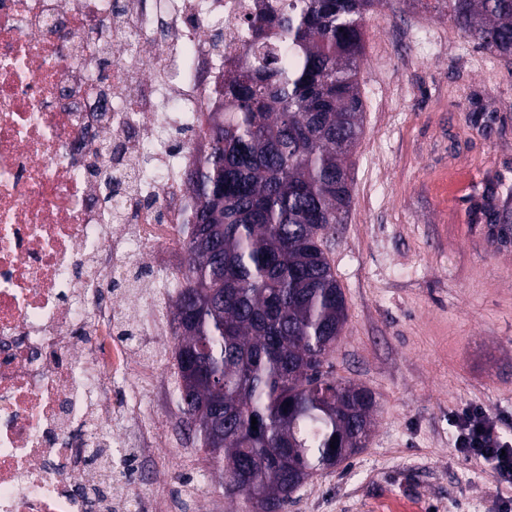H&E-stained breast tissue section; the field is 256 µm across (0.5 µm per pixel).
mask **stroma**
<instances>
[{
    "mask_svg": "<svg viewBox=\"0 0 512 512\" xmlns=\"http://www.w3.org/2000/svg\"><path fill=\"white\" fill-rule=\"evenodd\" d=\"M363 133L351 204L327 244L348 319L336 376L375 395L359 454L314 476L286 512H502L506 492L451 446L473 404L512 437V236L486 239V197L512 218V60L447 18L386 0L364 27ZM140 406L142 479L169 464L168 512H235L160 379Z\"/></svg>",
    "mask_w": 512,
    "mask_h": 512,
    "instance_id": "obj_1",
    "label": "stroma"
}]
</instances>
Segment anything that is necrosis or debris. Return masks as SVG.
<instances>
[{"instance_id":"necrosis-or-debris-1","label":"necrosis or debris","mask_w":512,"mask_h":512,"mask_svg":"<svg viewBox=\"0 0 512 512\" xmlns=\"http://www.w3.org/2000/svg\"><path fill=\"white\" fill-rule=\"evenodd\" d=\"M255 0H0V512H107L142 426L112 383L133 279L183 243ZM224 34L214 57L210 36Z\"/></svg>"}]
</instances>
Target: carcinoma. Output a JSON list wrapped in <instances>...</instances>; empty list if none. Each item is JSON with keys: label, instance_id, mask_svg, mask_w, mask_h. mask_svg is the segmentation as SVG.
Instances as JSON below:
<instances>
[{"label": "carcinoma", "instance_id": "carcinoma-1", "mask_svg": "<svg viewBox=\"0 0 512 512\" xmlns=\"http://www.w3.org/2000/svg\"><path fill=\"white\" fill-rule=\"evenodd\" d=\"M381 2L260 0L191 171L178 408L238 512L286 508L371 434L374 394L330 363L347 305L326 247L351 203L363 27ZM442 8L478 47L512 58V0H435Z\"/></svg>", "mask_w": 512, "mask_h": 512}]
</instances>
